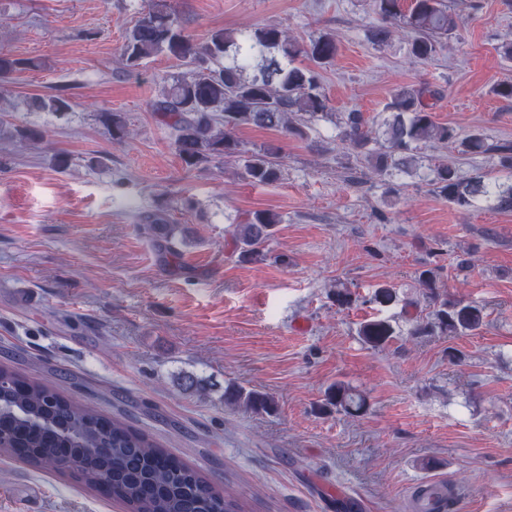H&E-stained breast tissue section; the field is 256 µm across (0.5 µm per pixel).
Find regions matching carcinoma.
I'll return each instance as SVG.
<instances>
[{"label": "carcinoma", "mask_w": 512, "mask_h": 512, "mask_svg": "<svg viewBox=\"0 0 512 512\" xmlns=\"http://www.w3.org/2000/svg\"><path fill=\"white\" fill-rule=\"evenodd\" d=\"M377 22L368 26L367 40L377 46L389 43L400 31L410 33L407 55L413 63L435 58L443 40L458 27V17L447 0H369ZM338 42L331 33L301 42L288 28L277 24L244 29H217L198 41L186 34L175 17L170 0H149L147 9L125 34L120 48L125 66L136 70L156 55L180 61L190 75L163 87L154 104L175 131L179 157L198 166L215 157L243 161V174L252 183L272 184L280 179V148L266 145L250 151L235 137L242 126L272 129L285 138L309 139L308 130L331 115L321 89L318 68L336 58ZM303 57L306 66L295 61ZM39 64L0 52V83ZM442 91L429 83L395 90L378 116L369 118L351 110L338 114L337 137L347 152L366 167L383 175L397 171L414 176L419 169L418 150L429 143L459 144L465 154H490L502 171L512 173V141L490 140L479 132L459 138L456 130L434 120L435 101ZM34 109L68 112L71 100L59 93L33 100ZM112 138L132 135L125 117H106ZM430 185L457 210L480 208L512 212V184L504 185L489 173L465 175L452 161L439 160L430 167ZM279 214L258 211L231 225L229 235L243 258L263 255L273 236ZM151 240L173 249L176 225L159 211L149 216ZM418 282L434 304L430 317L409 318L415 336H452L474 332L484 324L482 308L462 301L450 302L438 292L435 273L420 272ZM358 335L371 348H383L398 335L389 319L360 325ZM0 454L26 459L46 470L65 469V460L78 462L83 481L104 495L122 502L129 512H242L243 506L227 490L152 443L132 425L102 415L73 402L47 385L0 366ZM224 404L254 413H271L274 400L240 385L224 386ZM350 415L366 411L367 401L353 387L332 384L322 405ZM98 448L111 452L101 455ZM112 481L101 487L105 474Z\"/></svg>", "instance_id": "carcinoma-1"}]
</instances>
